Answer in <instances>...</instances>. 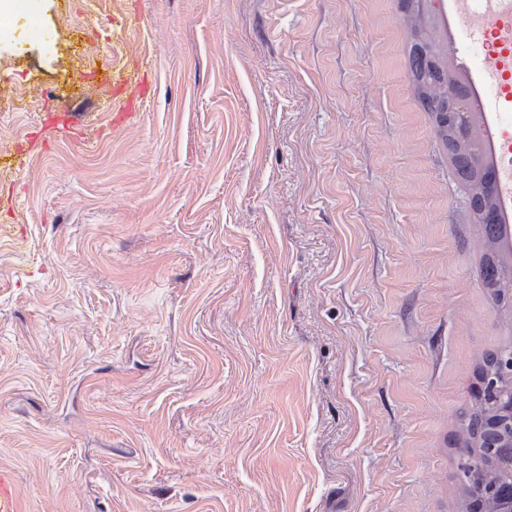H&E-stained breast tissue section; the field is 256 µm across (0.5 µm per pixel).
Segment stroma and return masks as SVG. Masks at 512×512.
<instances>
[{
    "instance_id": "35a3bbf8",
    "label": "stroma",
    "mask_w": 512,
    "mask_h": 512,
    "mask_svg": "<svg viewBox=\"0 0 512 512\" xmlns=\"http://www.w3.org/2000/svg\"><path fill=\"white\" fill-rule=\"evenodd\" d=\"M32 2L45 38L0 42L24 512H458L512 289L482 285L399 0Z\"/></svg>"
}]
</instances>
